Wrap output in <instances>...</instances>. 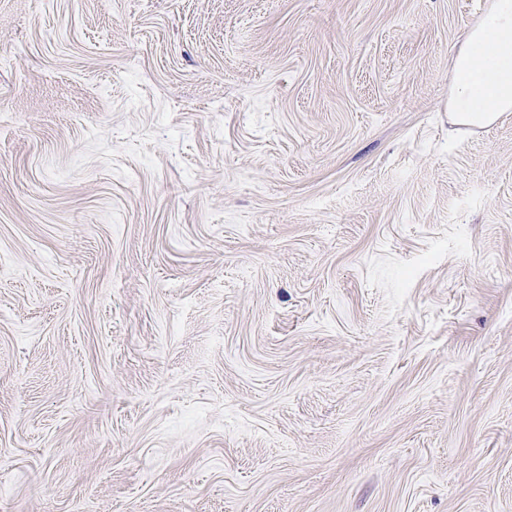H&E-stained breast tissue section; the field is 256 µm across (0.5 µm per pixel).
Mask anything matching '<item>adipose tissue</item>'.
<instances>
[{
  "mask_svg": "<svg viewBox=\"0 0 512 512\" xmlns=\"http://www.w3.org/2000/svg\"><path fill=\"white\" fill-rule=\"evenodd\" d=\"M454 112L469 121L512 112V0H491L454 57Z\"/></svg>",
  "mask_w": 512,
  "mask_h": 512,
  "instance_id": "1",
  "label": "adipose tissue"
}]
</instances>
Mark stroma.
I'll list each match as a JSON object with an SVG mask.
<instances>
[{"label":"stroma","instance_id":"obj_1","mask_svg":"<svg viewBox=\"0 0 512 512\" xmlns=\"http://www.w3.org/2000/svg\"><path fill=\"white\" fill-rule=\"evenodd\" d=\"M490 0H0V512H512ZM453 111L482 122L512 112V0H491L454 57Z\"/></svg>","mask_w":512,"mask_h":512}]
</instances>
